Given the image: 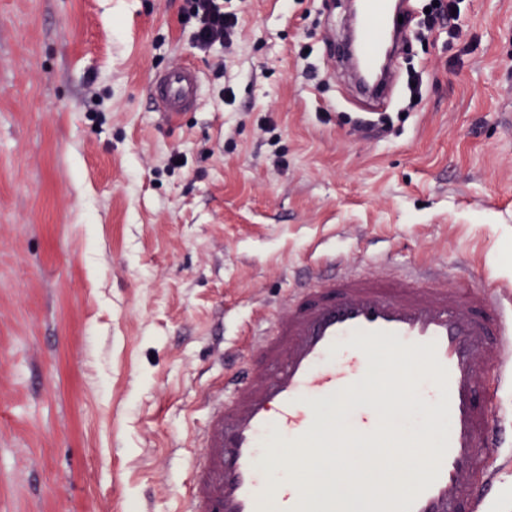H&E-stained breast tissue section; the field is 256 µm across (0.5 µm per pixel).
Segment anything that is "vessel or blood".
<instances>
[{
	"instance_id": "vessel-or-blood-1",
	"label": "vessel or blood",
	"mask_w": 512,
	"mask_h": 512,
	"mask_svg": "<svg viewBox=\"0 0 512 512\" xmlns=\"http://www.w3.org/2000/svg\"><path fill=\"white\" fill-rule=\"evenodd\" d=\"M414 18L412 0H360L356 53L365 73H379L384 53L398 54ZM201 86L187 65L157 74L152 93L158 110L175 117L196 106ZM250 346L252 356L209 406L198 437L204 464L185 512H339L358 474L316 488L296 478L272 486L259 461L274 453L272 432L303 464L315 445L334 447L336 430L317 407L324 397L351 401L370 387L384 372L382 351L413 359L428 381L404 384L400 394L428 412L429 426L410 445L431 461L411 487L370 498L366 512H487L497 471L486 452L500 436L481 383L492 373L512 380V306L499 287L460 288L439 268L365 275L336 258L288 294L272 324L252 331ZM385 411L362 404L346 420L361 465L390 473L397 465Z\"/></svg>"
}]
</instances>
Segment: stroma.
<instances>
[{
  "mask_svg": "<svg viewBox=\"0 0 512 512\" xmlns=\"http://www.w3.org/2000/svg\"><path fill=\"white\" fill-rule=\"evenodd\" d=\"M0 0V505L181 512L197 435L245 332L331 255L512 284V0H461L410 41L384 137L328 46L346 0ZM202 74L168 121L152 77ZM232 87L234 101L224 98ZM488 512H512V384ZM220 0H185L184 19L194 20L195 41L201 48L215 43L231 48L238 23L235 14L224 12Z\"/></svg>",
  "mask_w": 512,
  "mask_h": 512,
  "instance_id": "obj_1",
  "label": "stroma"
}]
</instances>
